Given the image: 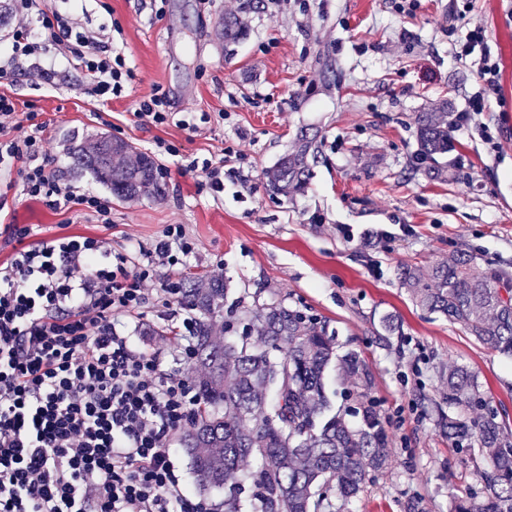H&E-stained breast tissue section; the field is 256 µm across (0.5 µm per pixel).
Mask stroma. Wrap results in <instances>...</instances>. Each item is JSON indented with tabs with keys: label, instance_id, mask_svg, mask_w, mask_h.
Returning a JSON list of instances; mask_svg holds the SVG:
<instances>
[{
	"label": "stroma",
	"instance_id": "obj_1",
	"mask_svg": "<svg viewBox=\"0 0 512 512\" xmlns=\"http://www.w3.org/2000/svg\"><path fill=\"white\" fill-rule=\"evenodd\" d=\"M108 2L107 13L87 0L82 21L91 28L120 22L114 44L134 70L120 97H87L68 69L48 88L20 78L0 91L21 113L36 102L47 147L80 193L107 187L74 167L70 136L105 133L152 157L160 143L179 147L161 198L113 202V248L131 250L165 225H183L198 244L183 280L217 277L228 287L215 326L281 300L360 354L388 434L389 465L350 512H402L411 500L425 512H448L451 493L481 490L474 462L449 447L426 401L438 396L441 370L467 364L512 433V361L417 306L399 270L466 250L478 270L512 271V147L490 145L512 138V0H473L458 22L485 27L503 64V100L468 131L453 132L455 150L438 176L418 168L415 116L438 102L458 112L477 90L471 68L448 52L456 0H417L410 15L392 0H164L159 15L137 0ZM230 14L244 26L234 43L218 37ZM156 88L171 111L204 112L207 122L193 132L140 124L135 104ZM305 133L315 137L307 186L272 193L266 170ZM230 145L247 158L223 192L199 189L180 173ZM0 222L28 225L36 239L62 227L98 231L80 212L62 214L20 195L8 199ZM387 316L395 332L385 331Z\"/></svg>",
	"mask_w": 512,
	"mask_h": 512
}]
</instances>
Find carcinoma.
Listing matches in <instances>:
<instances>
[{"instance_id": "cac0c4a2", "label": "carcinoma", "mask_w": 512, "mask_h": 512, "mask_svg": "<svg viewBox=\"0 0 512 512\" xmlns=\"http://www.w3.org/2000/svg\"><path fill=\"white\" fill-rule=\"evenodd\" d=\"M418 156L441 172L453 150L448 107L416 115ZM311 141L266 172L267 186L288 195L307 183ZM78 168L92 172L116 200L163 195L156 162L126 141L95 135L72 144ZM401 280L419 305L466 329L479 342L512 360V273L479 271L463 253L428 267L404 268ZM185 301L202 318L195 327L196 357L190 370L202 409L180 435L196 489L224 493V512H343L387 464V436L376 404L346 406L350 390L364 394L372 374L359 354L339 351L334 335L317 319L284 302L249 311V332L221 337L209 316L224 308V282L183 283ZM448 413L438 427L454 448L477 461L481 491L450 495L449 512H512V435L496 421L491 398L464 364L440 374ZM359 418L352 426L346 417ZM249 457L261 461L245 473Z\"/></svg>"}]
</instances>
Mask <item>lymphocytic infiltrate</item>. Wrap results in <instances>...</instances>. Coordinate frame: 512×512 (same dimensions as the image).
Returning a JSON list of instances; mask_svg holds the SVG:
<instances>
[{
	"mask_svg": "<svg viewBox=\"0 0 512 512\" xmlns=\"http://www.w3.org/2000/svg\"><path fill=\"white\" fill-rule=\"evenodd\" d=\"M11 7L0 84L24 75L31 86H51L68 66L90 96L121 95L133 71L111 28L84 27L48 0ZM451 55L477 76V91L453 120L467 130L475 113L501 99L502 62L479 24L452 41ZM16 108L0 93V168L16 170L23 196L57 211L81 207L103 232L34 241L28 226L5 227L16 247L0 265V512H212L175 466L176 439L200 409L182 370L194 354L195 321L184 314L179 280L198 245L183 225L169 224L138 250H114L104 235L111 198L76 193L46 149L37 110L21 124ZM134 114L154 126L197 128L156 91ZM155 308L170 324V359L137 348L120 328Z\"/></svg>",
	"mask_w": 512,
	"mask_h": 512,
	"instance_id": "lymphocytic-infiltrate-1",
	"label": "lymphocytic infiltrate"
}]
</instances>
